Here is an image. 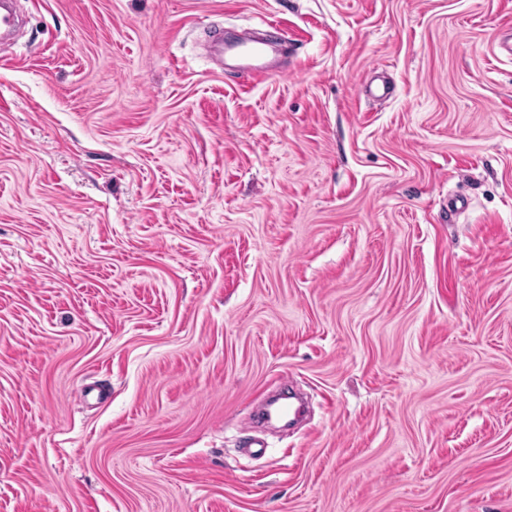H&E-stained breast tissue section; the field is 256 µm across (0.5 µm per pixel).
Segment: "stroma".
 <instances>
[{"label":"stroma","mask_w":512,"mask_h":512,"mask_svg":"<svg viewBox=\"0 0 512 512\" xmlns=\"http://www.w3.org/2000/svg\"><path fill=\"white\" fill-rule=\"evenodd\" d=\"M20 8L0 512H512V0ZM238 55L245 61L239 68L249 73L253 78L265 76L267 71L260 63L266 54V48L258 43L241 42L238 46Z\"/></svg>","instance_id":"35a3bbf8"}]
</instances>
